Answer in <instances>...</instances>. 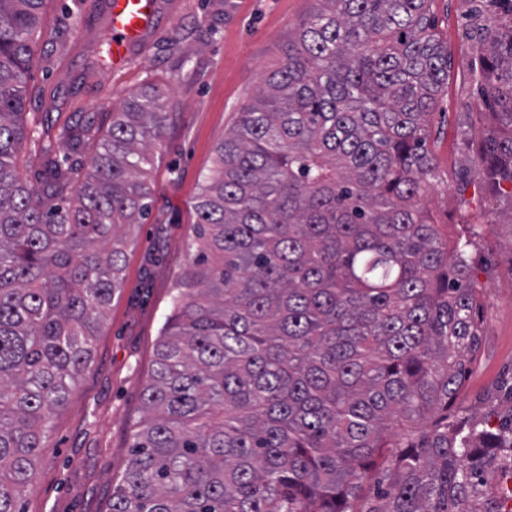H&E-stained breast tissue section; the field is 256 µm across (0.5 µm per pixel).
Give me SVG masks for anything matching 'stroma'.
Wrapping results in <instances>:
<instances>
[{
    "label": "stroma",
    "instance_id": "obj_1",
    "mask_svg": "<svg viewBox=\"0 0 512 512\" xmlns=\"http://www.w3.org/2000/svg\"><path fill=\"white\" fill-rule=\"evenodd\" d=\"M104 0H46L26 87L29 116L49 126L105 112L150 82L170 112L147 173L154 204L146 223L128 228L123 283L105 313L93 355L66 405L51 419L24 512H106L143 416L142 388L156 358L159 330L188 261L196 215L191 203L214 150L250 105L281 47L314 0H162L145 45L119 70L100 65ZM479 0H434L448 43V89L429 126L428 147L441 179L424 200L438 222L474 227L470 249L482 290L481 346L449 420L497 425L512 406V184L488 194L473 163L485 124L471 74L478 64L466 29Z\"/></svg>",
    "mask_w": 512,
    "mask_h": 512
}]
</instances>
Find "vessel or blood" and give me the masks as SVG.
<instances>
[{"label":"vessel or blood","instance_id":"obj_1","mask_svg":"<svg viewBox=\"0 0 512 512\" xmlns=\"http://www.w3.org/2000/svg\"><path fill=\"white\" fill-rule=\"evenodd\" d=\"M160 0H107L110 64L123 68L141 46L158 15Z\"/></svg>","mask_w":512,"mask_h":512}]
</instances>
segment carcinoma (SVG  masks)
<instances>
[{"mask_svg":"<svg viewBox=\"0 0 512 512\" xmlns=\"http://www.w3.org/2000/svg\"><path fill=\"white\" fill-rule=\"evenodd\" d=\"M44 2L0 0V512H23L47 425L91 362L122 286L119 230L151 214L141 173L168 122L146 85L94 144V115L55 133L26 123ZM315 2L193 200L107 512H512L494 465L512 467V417L448 423L480 296L469 243L419 204L439 177L428 124L448 86L433 0ZM489 2L507 8L475 33L473 77L494 191L512 182V0ZM27 142L38 187L15 169Z\"/></svg>","mask_w":512,"mask_h":512,"instance_id":"obj_1","label":"carcinoma"}]
</instances>
